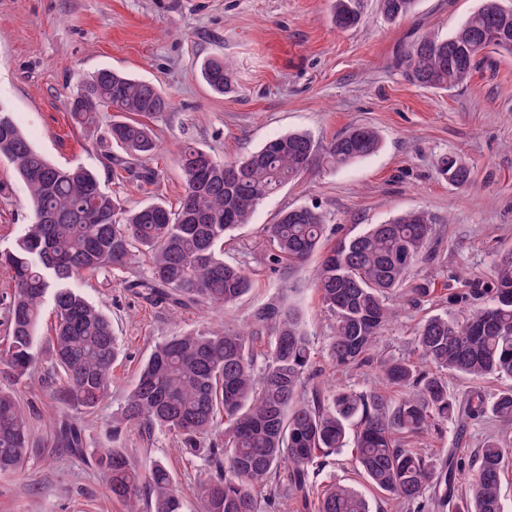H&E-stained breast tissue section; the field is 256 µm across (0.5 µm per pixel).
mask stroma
<instances>
[{
  "label": "stroma",
  "instance_id": "35a3bbf8",
  "mask_svg": "<svg viewBox=\"0 0 512 512\" xmlns=\"http://www.w3.org/2000/svg\"><path fill=\"white\" fill-rule=\"evenodd\" d=\"M479 4L417 0L411 13L390 21L377 0H364L359 25L340 30L331 21L332 0H0V108L48 161L93 169L105 190L128 207L157 201L176 206L184 191L176 153L186 141L226 160L291 131L326 143L365 125L378 131L381 142L368 158L319 168L287 184L225 239V261L250 269L255 285L223 310H175L135 294L128 283L146 275L143 256L122 272L76 280V288L111 319L120 347L109 395L83 422L81 457L55 441L60 407L50 393L56 376L48 342L55 316L44 307L33 374L15 384L0 376V385L14 386L31 429L25 467L0 473V512H118L93 463L95 449L111 442L127 449L135 465L163 461L186 512H198V487L209 476L202 461L178 452L161 433L145 438L128 429L113 438L112 415L155 344L217 323L246 325L255 309L272 302L302 309L317 382L399 396L372 368L336 371L327 354L332 321L310 275L321 257L313 255L307 266L291 271L269 262L266 227L283 210L315 206L338 239L406 211H427L434 221L430 257L413 264L408 277L434 278L432 299L423 309L399 310L372 356L418 360L416 332L426 315L466 316V309L450 302L451 293L465 281L490 279L498 258L512 250V55L489 53L466 83L445 91L409 83L396 70L394 54L423 32L448 35ZM212 57L233 61L231 92L215 93L203 81L201 66ZM103 68L152 82L170 101L167 112L148 122L157 143L145 162L157 172L153 182L107 168L105 154L122 159L125 151L85 136L70 119L68 97ZM449 155L472 172L465 188L450 186L438 172L439 160ZM29 222L27 187L2 158L0 249L12 246ZM499 430L489 414L463 427L449 423L417 446L438 464L452 452L468 461ZM320 479L352 485L377 512L381 498L360 476L351 449L328 457Z\"/></svg>",
  "mask_w": 512,
  "mask_h": 512
}]
</instances>
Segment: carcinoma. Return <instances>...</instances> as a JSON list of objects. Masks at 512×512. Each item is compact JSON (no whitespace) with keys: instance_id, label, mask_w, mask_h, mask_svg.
Listing matches in <instances>:
<instances>
[{"instance_id":"1","label":"carcinoma","mask_w":512,"mask_h":512,"mask_svg":"<svg viewBox=\"0 0 512 512\" xmlns=\"http://www.w3.org/2000/svg\"><path fill=\"white\" fill-rule=\"evenodd\" d=\"M415 3L378 0V7L394 20ZM361 5L362 0H335L336 27L357 26ZM490 51L512 54V14H503L502 0H481L445 39L423 33L398 50L395 67L418 87L449 91L467 82ZM201 74L215 92L233 85L234 70L222 58L205 63ZM67 106L87 133L95 132L105 109L130 115L112 123L108 138L139 159L156 149L144 119L162 115L170 102L151 82L101 69L76 88ZM379 147L370 126L353 127L324 145L308 133L289 132L234 161L188 142L178 154L184 193L177 206L128 209L102 188L93 170L45 159L0 110V158L11 162L26 184L32 215L15 246L0 252V268L14 283L5 313L8 335L0 339V373L15 381L31 375L42 309L51 301L60 440L81 449L82 432L71 413H91L107 398L118 348L112 321L72 283L85 274L124 269L144 252L149 271L136 287L148 299L175 309L234 304L251 290L253 278L243 265L224 261V238L248 223L260 202L313 168L342 167ZM439 173L456 188L471 181L468 166L452 155L441 160ZM266 232L272 260L288 263L290 270L305 265L327 240L325 216L315 207L282 211ZM432 232L430 214L414 210L325 251L314 277L333 321L328 356L336 368L369 361L396 315L390 304L394 292L402 291L411 308L430 301L432 282H409L408 269L428 258ZM451 300L474 311L462 320L446 314L423 320L417 331L422 364L378 362L381 379L401 389L395 400L376 391L311 383V339L302 310L270 303L254 310L245 326L220 325L157 344L112 417V436L124 427L148 435L165 431L187 453L204 457L214 476L199 487L201 512H265L262 504H271L282 489L307 504L324 458L347 447L353 422L358 470L383 500L413 512L449 504L454 512H503L501 476L512 448L507 440L492 437L479 448L466 492L459 489V460L450 456L448 466L438 467L414 444L449 421L474 420L488 409L512 428V387L490 401L481 391L460 401L448 390L450 375L512 379V250L498 259L490 280L467 283ZM256 336L268 341L261 360L250 347ZM29 441L28 418L15 393L0 388V472L23 469ZM95 464L107 494L124 512H183L163 462L152 460L142 471L123 449L104 446L96 450ZM316 512H370V507L356 490L332 482L321 486Z\"/></svg>"}]
</instances>
